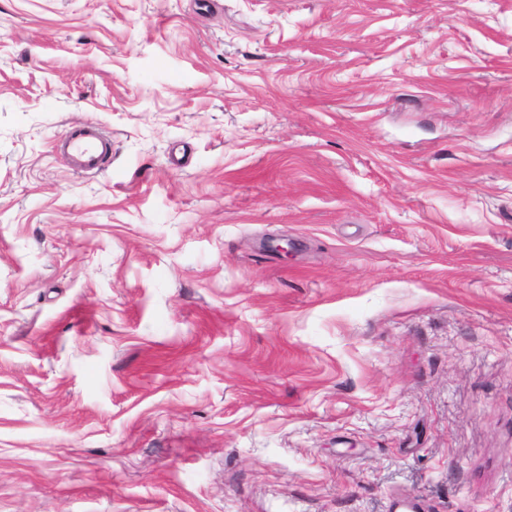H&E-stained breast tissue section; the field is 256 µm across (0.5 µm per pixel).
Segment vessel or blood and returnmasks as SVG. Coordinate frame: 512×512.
I'll list each match as a JSON object with an SVG mask.
<instances>
[{
  "label": "vessel or blood",
  "mask_w": 512,
  "mask_h": 512,
  "mask_svg": "<svg viewBox=\"0 0 512 512\" xmlns=\"http://www.w3.org/2000/svg\"><path fill=\"white\" fill-rule=\"evenodd\" d=\"M56 150L80 172L104 169L112 155V140L99 126L85 124L70 127L56 140Z\"/></svg>",
  "instance_id": "vessel-or-blood-1"
}]
</instances>
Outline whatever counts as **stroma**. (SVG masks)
Returning <instances> with one entry per match:
<instances>
[{"label": "stroma", "mask_w": 512, "mask_h": 512, "mask_svg": "<svg viewBox=\"0 0 512 512\" xmlns=\"http://www.w3.org/2000/svg\"><path fill=\"white\" fill-rule=\"evenodd\" d=\"M399 498L512 512V0H0V512ZM56 150L80 172H93L106 167L112 157V139L99 126H72L55 141Z\"/></svg>", "instance_id": "1"}]
</instances>
